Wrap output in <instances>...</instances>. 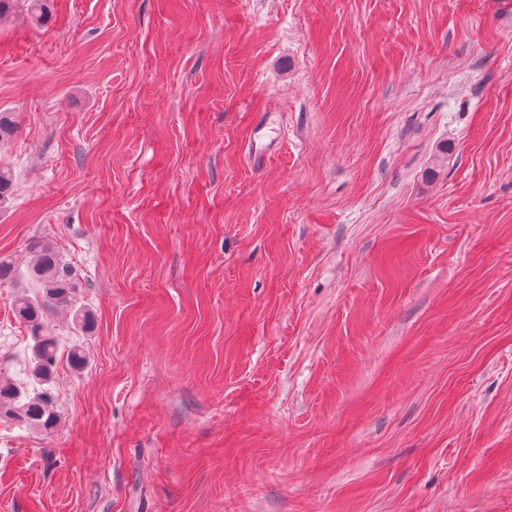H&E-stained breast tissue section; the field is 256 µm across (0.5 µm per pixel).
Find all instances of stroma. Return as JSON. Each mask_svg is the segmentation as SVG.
<instances>
[{
  "mask_svg": "<svg viewBox=\"0 0 512 512\" xmlns=\"http://www.w3.org/2000/svg\"><path fill=\"white\" fill-rule=\"evenodd\" d=\"M0 112V512H512V0L22 4ZM29 251L33 254V261L27 268V277L41 291L40 299L19 296L13 309L15 317L26 325L33 342L29 383L22 387L0 380V416L3 414L48 433L58 420L50 391L59 341L47 314L64 309L72 316V322L82 329L90 326L91 319L87 311L77 307L78 280L56 247L49 241L36 240L29 245Z\"/></svg>",
  "mask_w": 512,
  "mask_h": 512,
  "instance_id": "obj_1",
  "label": "stroma"
}]
</instances>
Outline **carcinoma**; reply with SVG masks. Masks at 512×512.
Instances as JSON below:
<instances>
[{"mask_svg": "<svg viewBox=\"0 0 512 512\" xmlns=\"http://www.w3.org/2000/svg\"><path fill=\"white\" fill-rule=\"evenodd\" d=\"M17 124L10 112H0V143L10 139ZM14 176L10 170L0 169V204L14 192ZM33 261L27 268V277L40 290V298H17L14 315L26 325L32 340L29 362V383L22 387L0 380V415L26 426L48 432L58 420L51 396L54 367L58 359V337L49 323L48 314L64 309L72 322L83 329L91 324L90 314L77 306L79 283L69 263L49 241L36 240L29 245ZM18 267L7 256L0 255V286L18 279Z\"/></svg>", "mask_w": 512, "mask_h": 512, "instance_id": "obj_1", "label": "carcinoma"}]
</instances>
